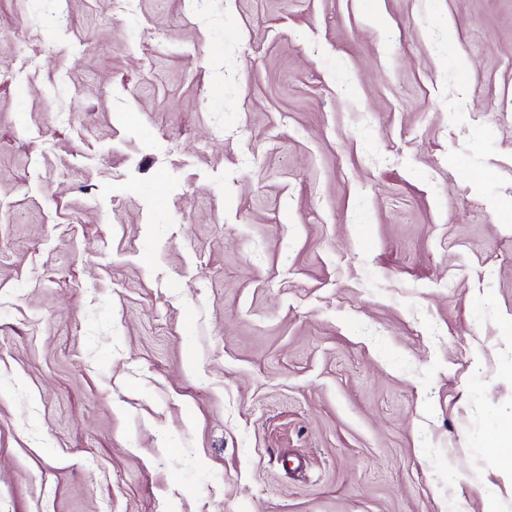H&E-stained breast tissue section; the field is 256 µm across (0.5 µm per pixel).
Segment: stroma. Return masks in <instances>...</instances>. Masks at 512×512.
<instances>
[{"label": "stroma", "instance_id": "obj_1", "mask_svg": "<svg viewBox=\"0 0 512 512\" xmlns=\"http://www.w3.org/2000/svg\"><path fill=\"white\" fill-rule=\"evenodd\" d=\"M512 0H0V512H512Z\"/></svg>", "mask_w": 512, "mask_h": 512}]
</instances>
